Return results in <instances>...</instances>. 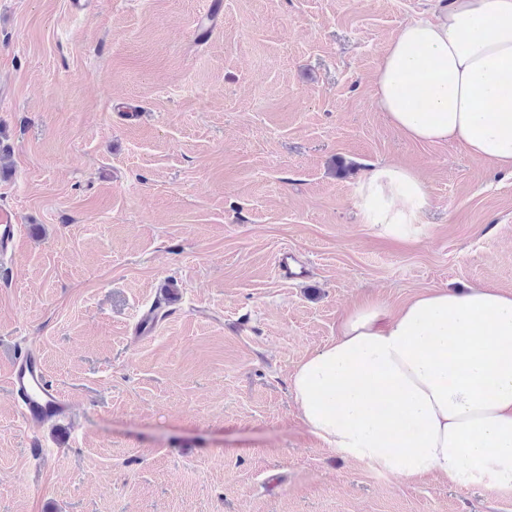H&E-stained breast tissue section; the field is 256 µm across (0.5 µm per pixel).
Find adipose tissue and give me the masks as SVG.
I'll return each mask as SVG.
<instances>
[{"instance_id":"adipose-tissue-1","label":"adipose tissue","mask_w":512,"mask_h":512,"mask_svg":"<svg viewBox=\"0 0 512 512\" xmlns=\"http://www.w3.org/2000/svg\"><path fill=\"white\" fill-rule=\"evenodd\" d=\"M375 104L407 138L452 143L512 176V0H437L389 41ZM363 223L413 237L429 204L412 168L379 162L354 191ZM325 447L404 479L512 484V292L472 286L399 308L354 306L290 376Z\"/></svg>"}]
</instances>
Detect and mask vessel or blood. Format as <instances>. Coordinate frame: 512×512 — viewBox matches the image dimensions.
Listing matches in <instances>:
<instances>
[{
	"mask_svg": "<svg viewBox=\"0 0 512 512\" xmlns=\"http://www.w3.org/2000/svg\"><path fill=\"white\" fill-rule=\"evenodd\" d=\"M20 227L13 209L0 208V264L12 251ZM7 382L12 392L21 399L19 414L23 423L36 426L66 417L70 403L55 393L43 361L35 351L25 349L18 353L11 365Z\"/></svg>",
	"mask_w": 512,
	"mask_h": 512,
	"instance_id": "obj_1",
	"label": "vessel or blood"
}]
</instances>
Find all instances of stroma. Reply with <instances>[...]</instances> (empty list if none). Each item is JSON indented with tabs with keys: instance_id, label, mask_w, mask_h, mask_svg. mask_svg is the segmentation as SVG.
Segmentation results:
<instances>
[{
	"instance_id": "stroma-1",
	"label": "stroma",
	"mask_w": 512,
	"mask_h": 512,
	"mask_svg": "<svg viewBox=\"0 0 512 512\" xmlns=\"http://www.w3.org/2000/svg\"><path fill=\"white\" fill-rule=\"evenodd\" d=\"M210 2L0 0V205L21 225L0 271V512H512L511 488L325 448L289 386L353 304L512 292V177L374 104L389 41L435 0H221L205 33ZM385 161L429 191L410 243L355 203ZM284 247L307 278H276ZM21 347L68 417L22 424Z\"/></svg>"
}]
</instances>
